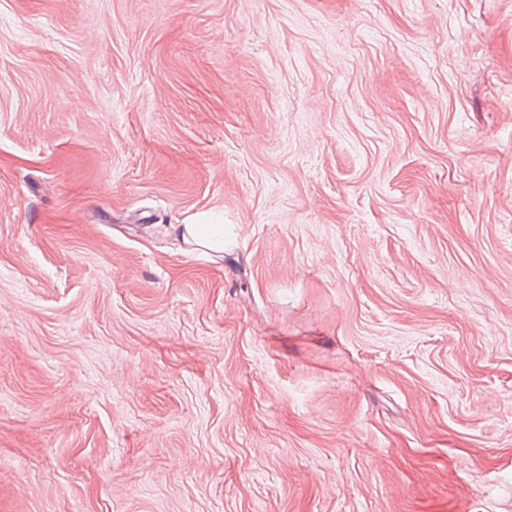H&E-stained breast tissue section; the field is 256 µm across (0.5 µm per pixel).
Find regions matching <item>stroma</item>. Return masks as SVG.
Instances as JSON below:
<instances>
[{
	"instance_id": "35a3bbf8",
	"label": "stroma",
	"mask_w": 512,
	"mask_h": 512,
	"mask_svg": "<svg viewBox=\"0 0 512 512\" xmlns=\"http://www.w3.org/2000/svg\"><path fill=\"white\" fill-rule=\"evenodd\" d=\"M0 512H512V0H0Z\"/></svg>"
}]
</instances>
